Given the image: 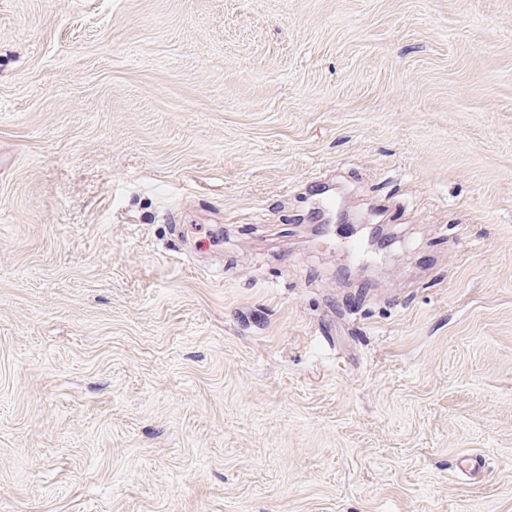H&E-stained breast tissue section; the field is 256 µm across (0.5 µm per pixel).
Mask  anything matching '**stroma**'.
<instances>
[{
    "mask_svg": "<svg viewBox=\"0 0 512 512\" xmlns=\"http://www.w3.org/2000/svg\"><path fill=\"white\" fill-rule=\"evenodd\" d=\"M0 512H512V0H0Z\"/></svg>",
    "mask_w": 512,
    "mask_h": 512,
    "instance_id": "35a3bbf8",
    "label": "stroma"
}]
</instances>
